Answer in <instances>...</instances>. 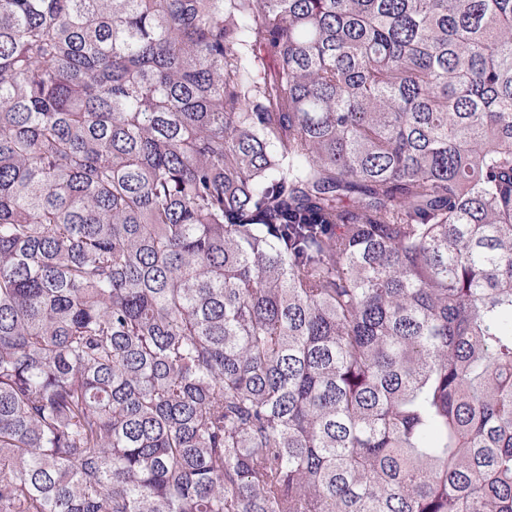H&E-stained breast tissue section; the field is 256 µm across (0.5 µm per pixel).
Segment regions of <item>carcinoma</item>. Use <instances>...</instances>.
Instances as JSON below:
<instances>
[{
  "label": "carcinoma",
  "mask_w": 512,
  "mask_h": 512,
  "mask_svg": "<svg viewBox=\"0 0 512 512\" xmlns=\"http://www.w3.org/2000/svg\"><path fill=\"white\" fill-rule=\"evenodd\" d=\"M0 512H512V0H0Z\"/></svg>",
  "instance_id": "1"
}]
</instances>
